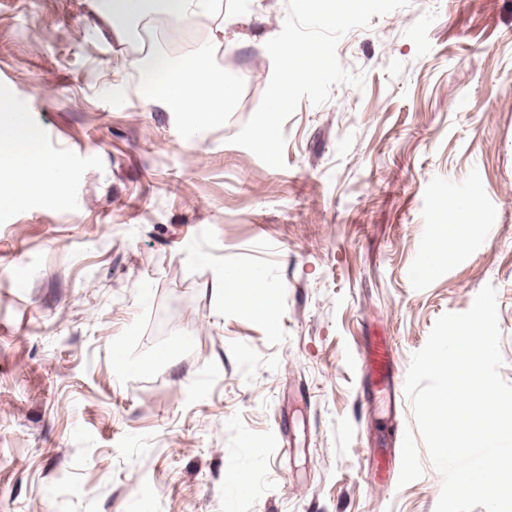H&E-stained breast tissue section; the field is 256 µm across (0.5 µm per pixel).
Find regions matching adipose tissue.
I'll use <instances>...</instances> for the list:
<instances>
[{
    "mask_svg": "<svg viewBox=\"0 0 512 512\" xmlns=\"http://www.w3.org/2000/svg\"><path fill=\"white\" fill-rule=\"evenodd\" d=\"M216 0H98L93 23L104 28L126 18L161 13L173 23L213 12ZM146 86H161L166 104L183 113L189 125L220 122L225 112L223 73L213 71L205 52L174 63L160 54H144L130 62ZM65 186L55 162L44 161L38 136L24 113L0 98V192L8 198H57Z\"/></svg>",
    "mask_w": 512,
    "mask_h": 512,
    "instance_id": "adipose-tissue-1",
    "label": "adipose tissue"
}]
</instances>
